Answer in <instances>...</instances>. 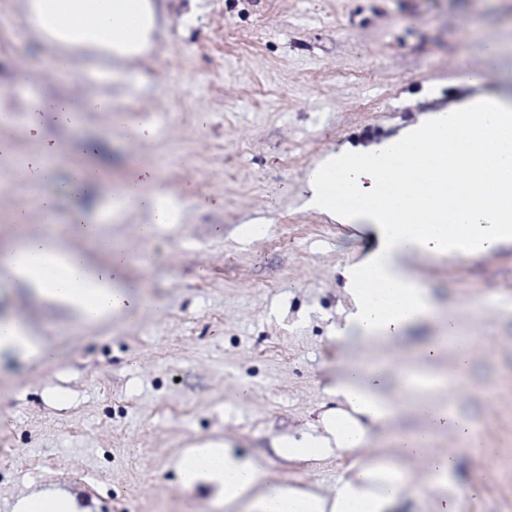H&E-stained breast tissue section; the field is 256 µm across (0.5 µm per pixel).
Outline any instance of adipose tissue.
<instances>
[{"label":"adipose tissue","mask_w":512,"mask_h":512,"mask_svg":"<svg viewBox=\"0 0 512 512\" xmlns=\"http://www.w3.org/2000/svg\"><path fill=\"white\" fill-rule=\"evenodd\" d=\"M26 16L56 53L50 66L57 74L71 68L73 57L103 67L133 61L154 43L153 0H23ZM422 172L423 185L412 180ZM457 203H449L447 187ZM309 209L340 224L371 233L372 250L344 267L350 303L336 337L381 342L399 336L435 310L429 292L411 275L416 256L469 255L512 243V100L492 96L455 112L441 111L409 126L398 136L368 148H348L328 155L312 170L307 184ZM149 209L152 221L134 237H103L99 225L87 224L85 237L109 254L110 265L92 264L86 254L68 248L53 226L42 235L25 236L0 251V279L26 285L34 294L72 312L84 325L124 314L135 320L142 301L120 284V271L152 240L157 225L173 223L177 202L166 178L150 173L147 181H129L112 199L114 213ZM448 323L443 338L425 352L408 374L406 394L427 425L397 436L390 452L357 462L325 496L272 477L259 459L237 454L226 444L203 442L179 462L185 483L204 480L218 490L227 512H390L402 496L403 464L420 457L448 424V405L435 399L444 386L432 362L445 340L457 338ZM41 361L55 353L32 329L13 316L0 317V355ZM381 365L349 364L332 389L335 409L323 416L324 434L288 437L282 456L296 461L356 451L370 441V426L387 420L394 403L383 387Z\"/></svg>","instance_id":"obj_1"}]
</instances>
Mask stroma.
Wrapping results in <instances>:
<instances>
[{
    "label": "stroma",
    "mask_w": 512,
    "mask_h": 512,
    "mask_svg": "<svg viewBox=\"0 0 512 512\" xmlns=\"http://www.w3.org/2000/svg\"><path fill=\"white\" fill-rule=\"evenodd\" d=\"M153 48L121 76L82 66L61 79L54 54L20 12L0 30V168L47 152L96 172L74 193L60 169L51 192L58 218L86 211L111 239L149 223L147 209L106 218L107 193L158 168L178 200L142 259L121 276L145 303L139 319L85 326L19 284L0 283V317L25 320L53 361L0 357V512L41 490L71 497L77 512H225L212 487L182 481L187 448L225 441L265 459L284 481L331 492L357 454L291 461L282 437L315 433L334 407L347 363H386L392 417L371 425V453L424 427L405 404L401 367L442 330L417 323L394 340L336 341L344 320L342 271L374 245L363 230L307 209L315 164L345 147L366 148L427 115L512 94V0H153ZM501 44L499 54L484 51ZM481 71L482 84L467 77ZM104 98L155 131L134 141L87 102ZM64 99L30 119L33 100ZM140 166V167H141ZM261 235L243 239L244 227ZM43 229L37 201L0 196V246L12 230ZM413 271L462 335L480 337L434 444L453 451L448 495L461 512H512V246L489 253L416 258ZM248 388L247 400L238 392ZM472 422L473 453L458 433ZM394 512H435L423 461Z\"/></svg>",
    "instance_id": "obj_1"
}]
</instances>
